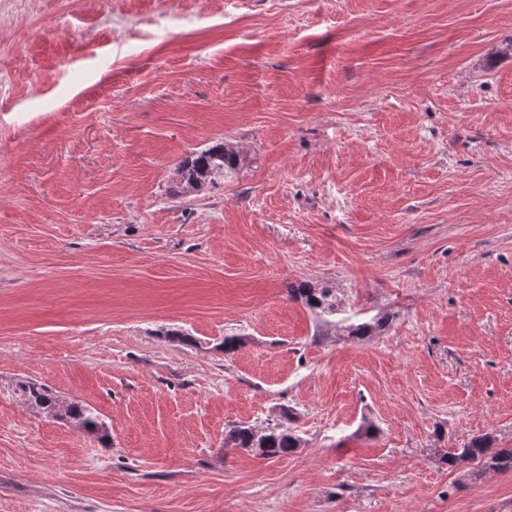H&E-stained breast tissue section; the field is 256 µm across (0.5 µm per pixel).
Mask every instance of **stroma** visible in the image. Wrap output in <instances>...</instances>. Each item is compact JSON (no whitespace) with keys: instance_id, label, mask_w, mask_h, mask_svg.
I'll list each match as a JSON object with an SVG mask.
<instances>
[{"instance_id":"35a3bbf8","label":"stroma","mask_w":512,"mask_h":512,"mask_svg":"<svg viewBox=\"0 0 512 512\" xmlns=\"http://www.w3.org/2000/svg\"><path fill=\"white\" fill-rule=\"evenodd\" d=\"M286 410L295 452L225 447ZM483 434L512 447V0H0V512H512L443 459ZM236 164L233 150L224 145H214L187 159L180 167L183 190H198L216 176H224V170ZM289 295L296 300L302 301L310 310L319 314H336L338 310L336 298L328 288H310L300 285L298 288H290ZM23 392L31 404L52 413L54 416L63 411L62 417L76 420L88 432L96 433L103 429L98 416L91 409L79 403H70L61 409L59 400L52 392L41 385L29 383L24 386Z\"/></svg>"}]
</instances>
